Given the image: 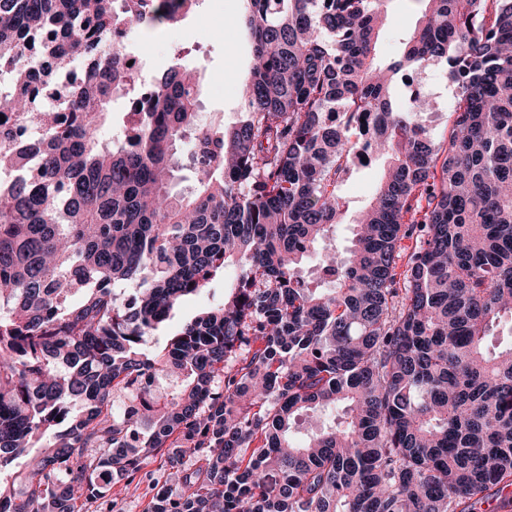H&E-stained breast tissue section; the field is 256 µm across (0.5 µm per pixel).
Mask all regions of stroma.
<instances>
[{
	"mask_svg": "<svg viewBox=\"0 0 512 512\" xmlns=\"http://www.w3.org/2000/svg\"><path fill=\"white\" fill-rule=\"evenodd\" d=\"M240 10V0H199L179 23L134 37L140 67L150 75L162 73L173 64L175 52L186 49V63L201 73L200 112L206 124L232 126L242 107L238 87L249 76L252 48L248 34L235 23ZM419 17L414 0H392L376 44L379 59L388 60L399 53L404 36ZM420 82L432 103L423 122L433 139H442L448 133V108L454 91L441 66L433 63L421 71ZM382 172V163L375 162L353 166L347 173L341 194L348 215H356L366 206ZM160 464L157 458L149 461L140 488L114 484L109 492L112 512H145L151 486L166 477Z\"/></svg>",
	"mask_w": 512,
	"mask_h": 512,
	"instance_id": "obj_1",
	"label": "stroma"
}]
</instances>
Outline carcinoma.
Instances as JSON below:
<instances>
[{"label": "carcinoma", "mask_w": 512, "mask_h": 512, "mask_svg": "<svg viewBox=\"0 0 512 512\" xmlns=\"http://www.w3.org/2000/svg\"><path fill=\"white\" fill-rule=\"evenodd\" d=\"M198 2L0 0V512H89L158 453L147 512H474L512 486V0H424L386 64V0H244L230 128L183 51L142 83L116 39ZM430 62L441 145L422 86L393 104ZM421 84L427 92L432 106L424 112L422 119L433 139L439 141L448 133V107L452 104L454 91L440 65L429 64L420 73ZM382 172L383 165L380 162L368 166L356 164L344 177L341 194L347 210L346 223L352 222L354 215L366 206ZM234 273L231 269L225 271L224 277H217L210 285V287L203 293L193 296L180 304L173 313L171 326L189 321L197 314L205 309H208L213 304L222 300L224 297V284L226 287L230 286L233 281Z\"/></svg>", "instance_id": "1"}]
</instances>
